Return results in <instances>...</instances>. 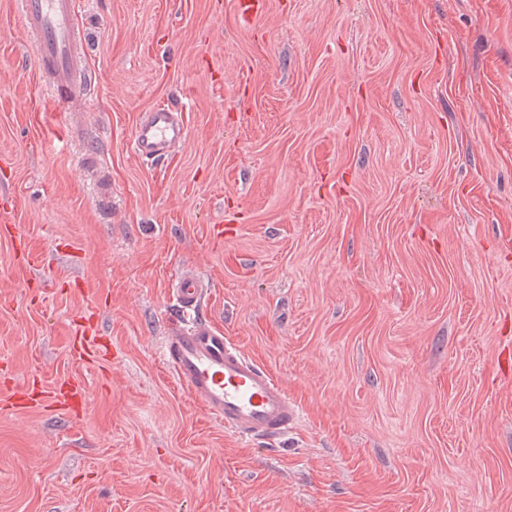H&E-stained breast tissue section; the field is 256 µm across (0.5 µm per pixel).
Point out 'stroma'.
<instances>
[{"label":"stroma","mask_w":512,"mask_h":512,"mask_svg":"<svg viewBox=\"0 0 512 512\" xmlns=\"http://www.w3.org/2000/svg\"><path fill=\"white\" fill-rule=\"evenodd\" d=\"M78 2L61 112L0 0V512H512V0ZM160 104L187 139L152 162ZM186 266L288 438L165 363ZM62 382L83 411L12 404ZM187 130L177 108L161 105L142 117L133 138L136 152L148 160H160L182 146Z\"/></svg>","instance_id":"1"}]
</instances>
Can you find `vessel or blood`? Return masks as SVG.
<instances>
[{
	"instance_id": "vessel-or-blood-1",
	"label": "vessel or blood",
	"mask_w": 512,
	"mask_h": 512,
	"mask_svg": "<svg viewBox=\"0 0 512 512\" xmlns=\"http://www.w3.org/2000/svg\"><path fill=\"white\" fill-rule=\"evenodd\" d=\"M36 46V63L56 105L72 110L91 84L84 66L85 33L77 0H17ZM187 130L177 108L161 105L142 117L133 138L136 152L160 160L182 146ZM182 317L165 339V360L180 384L225 431L244 440H281L301 417L285 387L223 331L198 318L205 282L183 269L171 288Z\"/></svg>"
}]
</instances>
